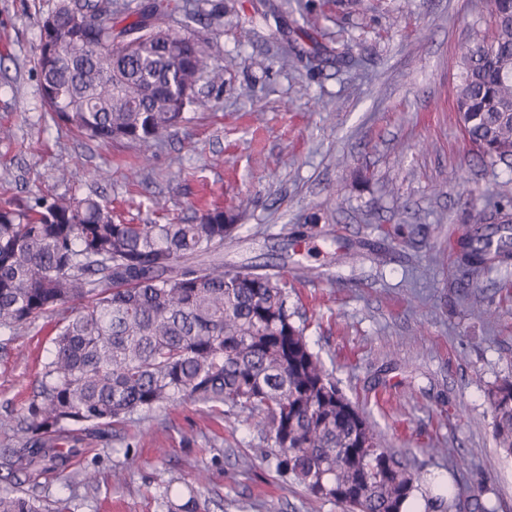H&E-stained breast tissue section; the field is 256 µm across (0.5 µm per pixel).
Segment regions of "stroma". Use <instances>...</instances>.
Segmentation results:
<instances>
[{
    "label": "stroma",
    "instance_id": "1",
    "mask_svg": "<svg viewBox=\"0 0 512 512\" xmlns=\"http://www.w3.org/2000/svg\"><path fill=\"white\" fill-rule=\"evenodd\" d=\"M220 2L219 18L192 31L224 86L200 84L202 106L146 151L51 120L35 59L60 0H0V127L10 132L0 201L99 195L135 224L187 223L206 204L235 202L225 265L295 279L288 305L312 351L386 444L426 471L420 512L437 495L512 512V460L496 450L487 400L512 379V259L474 270L453 244L498 233L488 195L512 201V168L473 151L452 110L458 60L488 23V0H273L279 36L258 0ZM286 39L318 46V60L281 64ZM345 45L361 71L337 63ZM374 250L386 264L369 260ZM472 294L493 319L470 311ZM55 325L44 316L0 332V450L21 441ZM82 438L80 455L38 478L49 507L167 512L166 491L178 505L197 499L199 512H343L257 458L251 422L190 399Z\"/></svg>",
    "mask_w": 512,
    "mask_h": 512
}]
</instances>
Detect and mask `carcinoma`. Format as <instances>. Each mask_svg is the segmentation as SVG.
I'll use <instances>...</instances> for the list:
<instances>
[{"label": "carcinoma", "mask_w": 512, "mask_h": 512, "mask_svg": "<svg viewBox=\"0 0 512 512\" xmlns=\"http://www.w3.org/2000/svg\"><path fill=\"white\" fill-rule=\"evenodd\" d=\"M492 26L460 58L456 112L490 164L512 166V0H489ZM183 12L177 27L165 21ZM62 0L48 16L35 66L54 122L102 142L160 145L201 104L223 68L185 32L202 11L171 0L122 7ZM103 46L105 54L94 48ZM237 206L188 224L116 223L98 197L0 204V329L61 314L21 447L0 455V512H42L33 474L80 453L78 432L149 412L177 398L221 404L256 419V454L285 481L347 512H406L424 479L415 460L385 446L373 422L339 390L288 313L280 274L217 258L237 228ZM459 241L479 267L501 239ZM82 304L74 315L69 306ZM498 450L512 457V380L488 392ZM23 474L28 487L15 481ZM456 512H496L480 499Z\"/></svg>", "instance_id": "carcinoma-1"}]
</instances>
